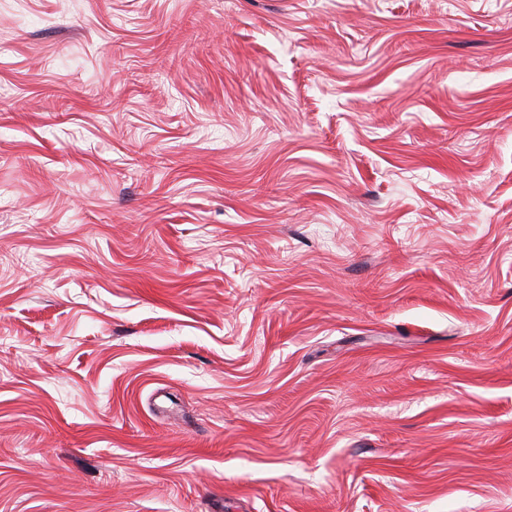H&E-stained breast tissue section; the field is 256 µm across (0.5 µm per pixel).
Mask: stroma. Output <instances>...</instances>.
Here are the masks:
<instances>
[{
  "label": "stroma",
  "instance_id": "obj_1",
  "mask_svg": "<svg viewBox=\"0 0 512 512\" xmlns=\"http://www.w3.org/2000/svg\"><path fill=\"white\" fill-rule=\"evenodd\" d=\"M0 512H512V0H0Z\"/></svg>",
  "mask_w": 512,
  "mask_h": 512
}]
</instances>
